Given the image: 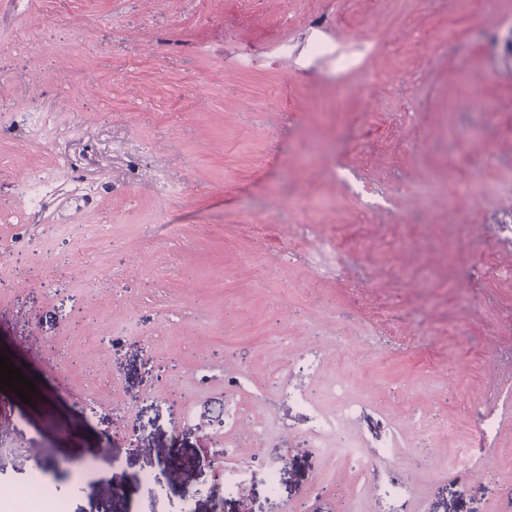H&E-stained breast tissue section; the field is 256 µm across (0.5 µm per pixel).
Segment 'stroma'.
Returning <instances> with one entry per match:
<instances>
[{
    "label": "stroma",
    "mask_w": 512,
    "mask_h": 512,
    "mask_svg": "<svg viewBox=\"0 0 512 512\" xmlns=\"http://www.w3.org/2000/svg\"><path fill=\"white\" fill-rule=\"evenodd\" d=\"M511 30L512 0H0V355L37 387L0 390V503L50 457L87 468L44 474L64 512H388L284 428L270 376L310 348L312 399L341 379L391 423L409 512H512V418L453 475L512 394ZM35 111L53 141L22 155ZM34 170L95 192L30 209Z\"/></svg>",
    "instance_id": "obj_1"
}]
</instances>
